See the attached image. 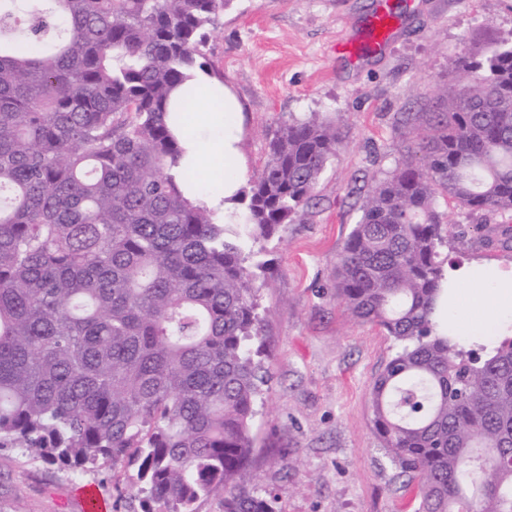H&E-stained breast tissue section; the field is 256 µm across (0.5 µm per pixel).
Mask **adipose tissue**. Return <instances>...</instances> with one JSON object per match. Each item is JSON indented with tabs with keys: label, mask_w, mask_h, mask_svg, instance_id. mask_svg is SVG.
Here are the masks:
<instances>
[{
	"label": "adipose tissue",
	"mask_w": 512,
	"mask_h": 512,
	"mask_svg": "<svg viewBox=\"0 0 512 512\" xmlns=\"http://www.w3.org/2000/svg\"><path fill=\"white\" fill-rule=\"evenodd\" d=\"M197 80L217 90L224 100V109L209 113L206 128L185 142L181 163L203 172L221 166L225 174L222 185L214 186L203 179L185 185L183 192L191 201L205 204L227 220L235 210L233 197L241 188L247 171L240 149L241 106L218 79L201 73ZM444 284L452 288L454 294L441 301L440 312L434 319L436 330L448 327L456 335L487 345L496 337L512 333V268L473 261L447 271Z\"/></svg>",
	"instance_id": "ef3b65f1"
}]
</instances>
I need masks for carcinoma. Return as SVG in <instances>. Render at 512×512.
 Wrapping results in <instances>:
<instances>
[{
    "label": "carcinoma",
    "mask_w": 512,
    "mask_h": 512,
    "mask_svg": "<svg viewBox=\"0 0 512 512\" xmlns=\"http://www.w3.org/2000/svg\"><path fill=\"white\" fill-rule=\"evenodd\" d=\"M0 0V448L73 474L131 472L140 512H277L249 469L265 344L266 244L302 211L341 139L284 121L221 223L183 185L190 84L232 0ZM419 140L367 195L336 300L397 350L376 430L417 512H512V337L474 357L435 332L448 256L438 198L512 212V40L458 57ZM175 112L180 137L171 132ZM479 243L512 228L477 224Z\"/></svg>",
    "instance_id": "cac0c4a2"
}]
</instances>
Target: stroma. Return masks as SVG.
<instances>
[{"label":"stroma","instance_id":"35a3bbf8","mask_svg":"<svg viewBox=\"0 0 512 512\" xmlns=\"http://www.w3.org/2000/svg\"><path fill=\"white\" fill-rule=\"evenodd\" d=\"M399 4L379 53L353 58L336 44L363 42L380 4ZM512 37V0H232L219 16L206 57L243 110L248 175L267 159L281 122L334 121L342 144L308 206L269 242L268 283L260 293L268 381L255 419L252 473L279 512H415L373 423L371 391L396 344L380 327L351 321L336 301V257L374 184L391 172L418 125L402 112L425 111L444 84H460L465 52ZM467 248L463 261L512 265V249L476 243L475 217L440 207ZM89 489L108 512H140L129 474L102 466L81 476L0 448V512H82Z\"/></svg>","mask_w":512,"mask_h":512}]
</instances>
